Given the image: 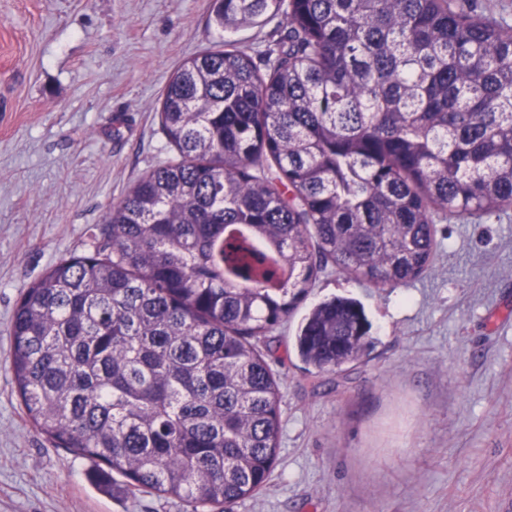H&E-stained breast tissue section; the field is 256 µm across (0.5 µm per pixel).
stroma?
<instances>
[{
	"label": "stroma",
	"instance_id": "stroma-1",
	"mask_svg": "<svg viewBox=\"0 0 512 512\" xmlns=\"http://www.w3.org/2000/svg\"><path fill=\"white\" fill-rule=\"evenodd\" d=\"M214 0H0V512H191L107 496L40 434L9 371L21 294L86 252L143 173L171 153L159 98L186 59L232 38L260 57L283 16L225 34ZM428 271L390 288L328 269L306 302L351 297L372 343L307 373L292 317L270 337L279 463L226 512H512V208L438 221Z\"/></svg>",
	"mask_w": 512,
	"mask_h": 512
}]
</instances>
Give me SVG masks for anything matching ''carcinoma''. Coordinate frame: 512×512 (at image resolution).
Wrapping results in <instances>:
<instances>
[{
  "label": "carcinoma",
  "mask_w": 512,
  "mask_h": 512,
  "mask_svg": "<svg viewBox=\"0 0 512 512\" xmlns=\"http://www.w3.org/2000/svg\"><path fill=\"white\" fill-rule=\"evenodd\" d=\"M469 2L215 0L226 32L283 15L288 46L185 60L158 112L176 157L18 300L9 364L41 434L192 512L267 484L281 389L258 342L321 267L395 288L429 269L435 216L512 206V36ZM369 330L333 297L295 349L336 371Z\"/></svg>",
  "instance_id": "1"
}]
</instances>
